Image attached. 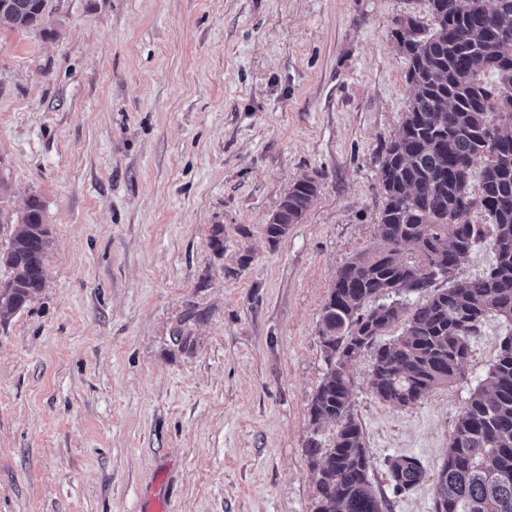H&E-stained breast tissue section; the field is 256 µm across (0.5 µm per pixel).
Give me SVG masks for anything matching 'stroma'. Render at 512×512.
I'll return each mask as SVG.
<instances>
[{
	"label": "stroma",
	"mask_w": 512,
	"mask_h": 512,
	"mask_svg": "<svg viewBox=\"0 0 512 512\" xmlns=\"http://www.w3.org/2000/svg\"><path fill=\"white\" fill-rule=\"evenodd\" d=\"M0 29V215L45 206L47 282L0 326V512H312L308 406L336 272L378 245L374 157L410 98L397 18L423 0H48ZM303 177L319 193L278 244ZM224 229V247L210 238ZM512 323L397 408L351 364L352 412L392 512L433 471ZM429 474L392 491L387 462ZM318 190L319 184L314 177L297 180L288 188L269 223L265 225V235L271 244H276L287 235L290 224L298 223L315 200Z\"/></svg>",
	"instance_id": "stroma-1"
}]
</instances>
